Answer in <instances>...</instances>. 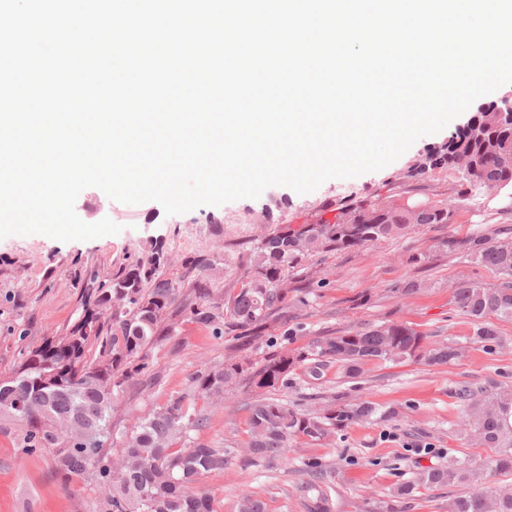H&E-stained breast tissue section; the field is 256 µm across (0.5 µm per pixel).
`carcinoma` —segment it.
<instances>
[{
  "instance_id": "carcinoma-1",
  "label": "carcinoma",
  "mask_w": 512,
  "mask_h": 512,
  "mask_svg": "<svg viewBox=\"0 0 512 512\" xmlns=\"http://www.w3.org/2000/svg\"><path fill=\"white\" fill-rule=\"evenodd\" d=\"M441 164L448 165L461 184L469 187L487 182L501 189L512 185V124L501 121L491 108L478 113L476 123L452 136L442 154L416 162L414 174L422 176ZM424 205L426 209L416 213L408 203L369 198L341 205L334 224H304L298 229L277 226L253 243L251 264L240 280L225 285L220 298L199 281L182 303H176L177 289L159 273L167 261L160 247L152 248L145 258H129L112 275L95 278L84 289L82 313L68 333L70 345L51 350L52 337L46 336L39 346L20 351L15 372L0 380V417L25 425L26 451H52L64 482L96 481L104 491V512H217L214 499L193 491L192 485L206 473L229 467L239 450L177 444L207 420L196 409L197 399L220 397L240 384L260 390L286 388L289 374L299 368L318 380L322 368L332 363L353 377L368 362L412 359L444 365L458 357L457 347L431 346L409 325L391 320L316 339L299 350H275L259 363L242 356L262 342L270 310L288 293V281L305 258L358 249L417 225L453 223L457 205L444 200ZM435 248L462 253L501 279L493 285L465 281L453 292L456 306L476 326L472 339L498 343V333L488 319H512V237L450 234ZM114 303L121 305V311L109 321L105 312ZM175 312L199 324L224 327L235 344L229 347L224 363L196 375L191 392L171 396L162 407L139 419L114 464L112 399L133 376L149 369L145 348L165 340L161 325ZM93 351L97 353L94 358ZM104 361L110 365L101 376L94 381L84 379L88 367ZM462 400L465 425L480 444L497 449L492 470L512 473V425L508 424L512 395L469 389L463 391ZM19 405L31 411L46 405L58 419L69 417L92 425L95 435L89 441L68 442L37 417H15ZM248 410L247 458L267 463L283 456L295 439L319 442L378 412L369 401L348 402L340 394L318 410L290 407L259 395L248 403ZM483 479L484 465L455 459L420 471L400 485L397 496H411L421 488L469 484L475 489L455 497L448 504L449 512H512V487L486 490L480 487Z\"/></svg>"
}]
</instances>
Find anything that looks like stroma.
I'll return each mask as SVG.
<instances>
[{
  "label": "stroma",
  "mask_w": 512,
  "mask_h": 512,
  "mask_svg": "<svg viewBox=\"0 0 512 512\" xmlns=\"http://www.w3.org/2000/svg\"><path fill=\"white\" fill-rule=\"evenodd\" d=\"M508 94L512 84L479 97L466 114L440 132L419 138L383 169L330 179L308 194L271 186L255 199L169 216L155 201L128 205L98 188L83 190L75 203L79 218L87 223L111 219L120 225L119 233L70 242L40 234L0 239V378L16 368L21 348L38 346L52 334H67L81 314V295L91 275H111L127 258L147 256L152 246L167 254L162 273L179 295L202 279L220 296L225 284L241 275L254 240L275 225L331 224L341 204L376 195L412 203L435 194L453 197L460 189L454 170L439 168L414 177L413 164L447 144L481 105ZM480 228L512 230V187L467 193L452 223L418 226L384 242L306 261L263 330L277 347L297 349L322 337L392 320L421 332L430 345L456 344L460 355L438 366L412 360L369 363L361 377L348 380L334 365L318 380L303 370L293 371L289 386L268 390V397L311 407L318 398L341 391L394 416L352 423L315 444L295 440L270 466L236 459L228 468L202 476L196 491L211 495L217 512H236L238 500L246 495L261 499L265 512H308L305 483L309 468L315 466L324 475L321 487L332 500L333 512H386L393 504L392 491L416 472L452 457L470 456L480 462L494 457V449L477 445L464 430L457 391L464 385L512 391V320H494L498 344L473 342L475 326L453 303L452 286L468 280L494 284L498 278L469 258L434 249L448 235L463 237ZM201 255L210 258V266L190 265V258ZM409 280L423 282V289L395 298L393 288ZM306 286L312 292L303 304L299 290ZM163 327L167 339L150 348V372L134 377L113 403L114 439L130 436L136 416L189 391L193 376L223 363L231 344L230 336L181 316ZM251 395L250 388L240 386L227 396L198 400L207 423L190 431L189 440L214 448L246 447ZM24 432L22 423L0 420V512H99L95 482L63 486L49 450L24 452ZM418 445L434 447L435 452L416 454Z\"/></svg>",
  "instance_id": "obj_1"
}]
</instances>
